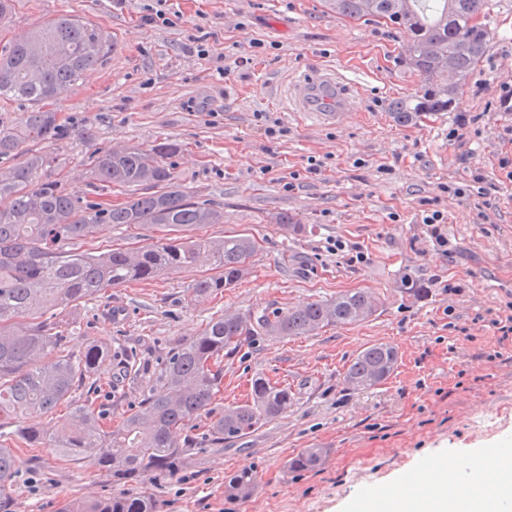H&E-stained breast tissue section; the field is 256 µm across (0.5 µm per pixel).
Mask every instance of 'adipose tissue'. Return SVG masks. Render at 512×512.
Returning a JSON list of instances; mask_svg holds the SVG:
<instances>
[{"label": "adipose tissue", "mask_w": 512, "mask_h": 512, "mask_svg": "<svg viewBox=\"0 0 512 512\" xmlns=\"http://www.w3.org/2000/svg\"><path fill=\"white\" fill-rule=\"evenodd\" d=\"M351 512H512V452L478 463L456 453L428 457L410 483L371 490Z\"/></svg>", "instance_id": "1"}]
</instances>
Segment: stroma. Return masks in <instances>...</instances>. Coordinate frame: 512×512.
I'll use <instances>...</instances> for the list:
<instances>
[{"instance_id":"35a3bbf8","label":"stroma","mask_w":512,"mask_h":512,"mask_svg":"<svg viewBox=\"0 0 512 512\" xmlns=\"http://www.w3.org/2000/svg\"><path fill=\"white\" fill-rule=\"evenodd\" d=\"M153 2L16 0L0 46L58 14L107 32L116 51L47 104L64 130L52 150L68 189L86 192V160L97 151L175 142L180 149L168 162L177 183L224 210L223 223L193 229L192 237L246 235L257 251L244 280L202 301L192 286L215 273L204 256L109 289L70 318L67 348L120 347L156 364L225 314L359 290L380 299L365 321L261 341L225 359L218 403L246 401L261 376L288 387L293 404L235 441L197 446L177 476L153 484L161 512H348L358 495L389 486L424 457L512 448V338L499 341L488 325L490 312L512 305V174L501 165L512 160V98L502 89L512 81V0H491L488 52L450 110L406 126L388 111L419 85L403 63L402 31L339 16L326 0H170L175 17L165 26L146 22ZM200 38L210 59L192 50ZM255 41L266 51L251 54ZM247 54L253 62L236 67ZM221 64L227 76L217 73ZM319 69L335 70L357 96L339 121L287 110L280 96L289 78ZM260 112L279 118L287 135L266 137ZM463 115L471 123L459 140L452 131ZM313 158L323 162L320 174L308 171ZM477 170L492 184L487 194H455ZM429 208L444 215L447 248L423 231ZM281 213L299 232L276 224ZM161 235L104 227L88 247H140ZM339 240L364 262L331 251ZM407 279L420 294L403 290ZM375 343L398 349L396 370L379 385L350 388L347 366ZM495 351L499 359L489 360ZM102 374L113 385L103 404L117 426L139 394L119 366L107 364ZM304 448L329 455L316 470L285 473ZM18 454L8 512H57L63 499L113 491L91 462H69L45 446ZM241 470L256 474V492L226 498L225 478Z\"/></svg>"}]
</instances>
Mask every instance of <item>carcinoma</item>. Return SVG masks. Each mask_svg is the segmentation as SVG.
Masks as SVG:
<instances>
[{
    "label": "carcinoma",
    "mask_w": 512,
    "mask_h": 512,
    "mask_svg": "<svg viewBox=\"0 0 512 512\" xmlns=\"http://www.w3.org/2000/svg\"><path fill=\"white\" fill-rule=\"evenodd\" d=\"M489 0H333L336 13L350 19L375 18L411 32L407 60L420 77L415 95L390 102L393 120L407 125L425 112H446L450 100L478 70L488 48L487 25L473 23ZM45 44L37 57L30 46ZM112 51L110 38L94 23L59 15L25 41L0 47V101L39 104L82 80ZM63 136L54 112L34 109L21 121L0 118V505L13 496L21 461L8 443L7 428L29 444L47 433L21 426L33 412L47 414L73 402L80 388L93 390L102 359L112 357L140 381L139 409L114 428L91 402L71 409L54 446L69 458L90 460L120 491L65 501L59 512H159L148 491L133 492L159 476L172 478L184 468L198 443L222 444L240 438L288 411L293 394L257 377L251 399L216 410L224 385V358L259 337L304 336L327 326L370 318L378 299L367 291L346 293L334 301H311L291 308L224 315L208 322L199 336L174 347L163 367L152 368L120 351L93 344L74 354L65 347L62 323L73 311L108 289L129 281H150L187 267L200 251L212 256L220 274L193 285L199 299L236 286L249 274L255 242L243 235L218 241L160 238L141 248H113L95 254L82 250L100 226L157 227L178 232L224 223V212L191 200L175 184L166 162L178 145L163 142L154 157L131 146L87 160L88 187L97 194L113 187L143 192L123 203L90 202L55 177L56 157L37 146ZM398 350L373 344L349 364L345 381L368 388L387 380L398 365ZM164 394H157L158 388ZM209 418L200 430L201 418ZM324 448H304L285 463L287 472L319 467ZM257 489L256 476L233 474L224 496L244 500Z\"/></svg>",
    "instance_id": "carcinoma-1"
}]
</instances>
